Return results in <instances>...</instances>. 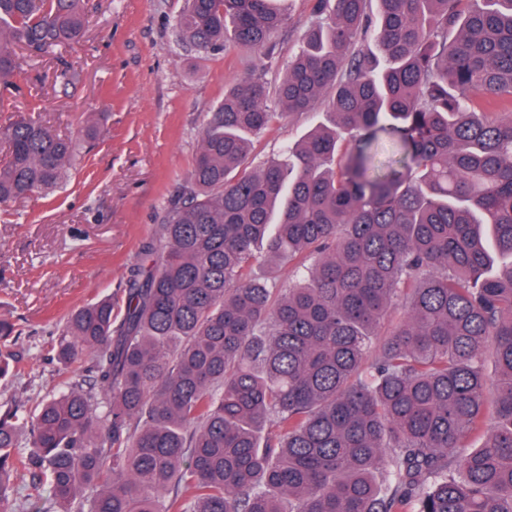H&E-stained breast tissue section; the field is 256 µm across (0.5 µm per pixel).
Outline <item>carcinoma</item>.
I'll use <instances>...</instances> for the list:
<instances>
[{"mask_svg":"<svg viewBox=\"0 0 512 512\" xmlns=\"http://www.w3.org/2000/svg\"><path fill=\"white\" fill-rule=\"evenodd\" d=\"M284 2L185 0L176 37L271 59ZM87 23L84 0H0V81ZM320 109L285 155H251ZM0 112V203L49 194L76 144ZM140 256L122 313L102 298L56 339L63 364L92 354L93 387L30 429L0 410V512L19 469L53 512H512V0H318L277 85L254 67L205 114ZM326 119L325 112H308L276 123L262 137L254 140L253 154L258 159L281 156L308 128L324 123Z\"/></svg>","mask_w":512,"mask_h":512,"instance_id":"cac0c4a2","label":"carcinoma"}]
</instances>
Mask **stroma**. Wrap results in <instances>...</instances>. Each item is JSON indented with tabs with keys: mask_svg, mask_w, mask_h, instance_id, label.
Returning <instances> with one entry per match:
<instances>
[{
	"mask_svg": "<svg viewBox=\"0 0 512 512\" xmlns=\"http://www.w3.org/2000/svg\"><path fill=\"white\" fill-rule=\"evenodd\" d=\"M89 24L82 38L39 58L21 57L15 89L0 87L20 111L40 100V116L58 134L81 142L83 121L99 118L96 140L83 146L70 181L52 197L32 195L0 205V319L15 336L0 339V407L21 401L33 418L64 382L89 377L90 356L56 363L57 324L69 312L108 295L124 306L123 276L137 262L192 169L203 115L226 89L257 65L269 83L288 66L316 0H291L290 20L275 38L277 54L188 50L174 33L182 0H84ZM80 73L73 85L62 65ZM325 113L276 123L256 139L258 158L286 153Z\"/></svg>",
	"mask_w": 512,
	"mask_h": 512,
	"instance_id": "35a3bbf8",
	"label": "stroma"
}]
</instances>
